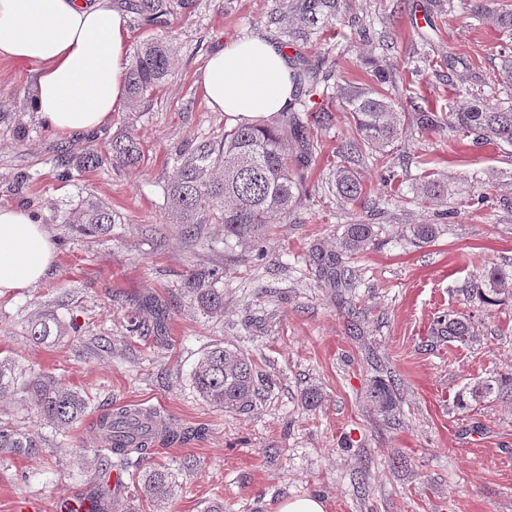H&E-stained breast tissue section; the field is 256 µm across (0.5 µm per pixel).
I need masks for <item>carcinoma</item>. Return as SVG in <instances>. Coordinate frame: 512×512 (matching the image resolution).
Masks as SVG:
<instances>
[{
    "mask_svg": "<svg viewBox=\"0 0 512 512\" xmlns=\"http://www.w3.org/2000/svg\"><path fill=\"white\" fill-rule=\"evenodd\" d=\"M121 9L136 16L144 26L160 27L174 9L186 10L191 0H119ZM472 12L489 20L507 36L512 35V9H493L491 0H470ZM345 0H291L288 4V44L308 42L318 23H331L343 18ZM173 45L160 38L142 41L133 52L127 70L128 109L139 112L153 99L156 92L171 77ZM334 76L333 70H323L307 61L294 68L291 81L299 93V105L309 111V102L318 94L319 85ZM336 99L350 113L356 137L341 144L340 164L336 165V193L347 202H366L364 183L355 171L354 154L363 151L381 157L397 142L404 126L422 132L443 128L480 144L512 147V103L491 104L472 97L460 112L448 114L421 110L411 115L402 112L401 104L384 91L375 88H348L335 85ZM123 169H137L144 162L139 135L133 125L112 136L109 157L99 154L91 145L80 153L57 151L59 177L69 178L73 167L84 171L102 168L106 161ZM315 160V147L309 124L301 114L292 112L277 126L238 125L224 137L204 139L181 152L175 176L164 186V210L171 224L181 226L185 238L201 235L208 224L224 225V244L232 241L241 246H257L269 236L271 219L286 218L298 206L306 192L301 172ZM421 193L430 202L442 203L448 198V178L432 173L421 185ZM60 224L68 231L84 235L106 234L117 223L112 208L89 196L78 204L60 210ZM413 240L428 243L439 234L436 224H415L410 228ZM378 230L374 224H347L340 241L344 253L357 254L374 244ZM332 282L336 287L351 288L341 258L328 261ZM222 272L216 268L200 270L190 276L185 290L198 309L210 318L224 316V289L216 287ZM469 297L483 307H495L512 299V264L493 263L484 268L474 287L466 289ZM165 326H149L139 318L130 321L129 332L147 336L162 335ZM76 325H67L52 310H44L28 322L27 336L37 344L58 346L78 336ZM441 342L468 343L475 337L472 322L457 314L438 317L432 329ZM191 381L193 388L208 404L218 409L237 410L252 405L258 394L260 377L253 360L242 351L214 345L195 364ZM476 402L491 401L512 395V375L488 377L465 390ZM13 395L28 403L43 424L57 430L82 420L89 409L90 398L66 386L52 376L26 374L13 359L0 358V397ZM369 401L382 413L396 408L394 385L383 379L374 381L368 392ZM96 427L113 456L107 466L127 472L132 455L143 458L158 440L168 443L184 441L193 431H181L170 425L157 431L138 410L125 407L103 413ZM43 437L36 430L24 429L0 422V462L15 457L40 454ZM138 482L143 497L150 502L172 498L175 481L172 474L160 468L145 467L131 473Z\"/></svg>",
    "mask_w": 512,
    "mask_h": 512,
    "instance_id": "1",
    "label": "carcinoma"
}]
</instances>
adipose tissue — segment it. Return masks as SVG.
I'll use <instances>...</instances> for the list:
<instances>
[{"mask_svg":"<svg viewBox=\"0 0 512 512\" xmlns=\"http://www.w3.org/2000/svg\"><path fill=\"white\" fill-rule=\"evenodd\" d=\"M129 29L115 0H0V59L27 65L31 108L68 137L95 134L126 101ZM292 66L271 38L228 42L207 59L209 108L259 124L287 111ZM56 247L32 211L0 205V297L37 285Z\"/></svg>","mask_w":512,"mask_h":512,"instance_id":"adipose-tissue-1","label":"adipose tissue"}]
</instances>
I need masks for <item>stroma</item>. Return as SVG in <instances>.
I'll list each match as a JSON object with an SVG mask.
<instances>
[{
  "label": "stroma",
  "instance_id": "obj_1",
  "mask_svg": "<svg viewBox=\"0 0 512 512\" xmlns=\"http://www.w3.org/2000/svg\"><path fill=\"white\" fill-rule=\"evenodd\" d=\"M285 0H194L166 26L129 20L130 45L171 39L174 73L148 110L113 113L93 143L108 154L113 135L134 124L145 155L136 170L106 165L57 179L53 149L77 152L85 140L44 126L30 111L28 67L0 59V205L40 215L57 248L55 264L35 287L0 297V356L85 391L86 417L63 431L41 424L24 402L0 400V420L41 430L43 451L0 464V512L108 492L116 512H157L133 486H114L100 450L97 417L119 407L150 406L175 427L195 431L184 443L155 445L148 464L168 469L175 491L166 512H278L287 499L313 495L326 512H512V397L459 407V392L483 378L512 373V300L484 308L465 286L492 263L512 261V165L493 144L453 141L447 132L406 129L385 162L359 166L374 206L342 202L328 187L342 141L355 135L336 100L316 98L329 125H311L317 160L304 172L307 194L288 219L274 223L263 256L224 245V228L207 225L187 242L163 210L164 183L187 141L222 136L232 121L211 111L201 76L208 56L240 38L282 39L272 22ZM344 20L321 25L300 46L310 62L327 61L351 86H372L377 68L396 74L392 97L405 111L454 112L459 86L498 102L512 98L496 73L512 40L475 19L469 0H348ZM30 126L14 133L16 113ZM448 176V199L419 197L423 169ZM33 174L16 186L18 172ZM93 196L120 217L111 233L71 236L57 210ZM378 227L375 244L343 256L353 289L330 287L315 253L335 252L344 225ZM442 224L438 239L414 244L415 224ZM220 268L224 316L202 317L182 286L191 271ZM165 304L161 340L130 334L128 321L146 300ZM55 310L76 322L82 340L33 343L31 318ZM454 311L473 318L471 343H442L434 318ZM230 344L273 379L251 406L222 411L203 402L191 382L197 360ZM393 380L397 408L385 416L367 398L373 380ZM322 399L307 407L303 394Z\"/></svg>",
  "mask_w": 512,
  "mask_h": 512
}]
</instances>
